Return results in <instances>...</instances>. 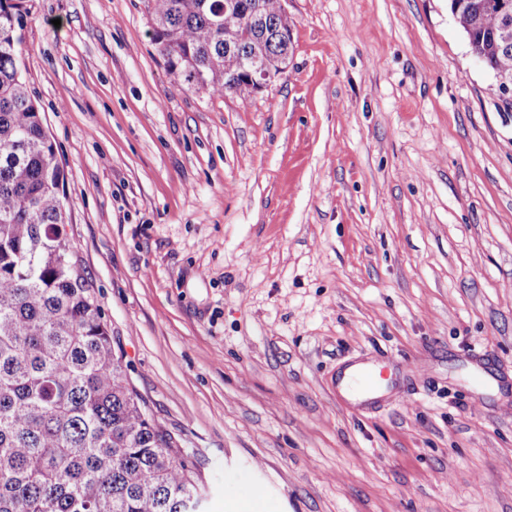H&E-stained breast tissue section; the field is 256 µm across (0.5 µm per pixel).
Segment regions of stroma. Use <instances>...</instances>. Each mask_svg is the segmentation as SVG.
<instances>
[{"label":"stroma","instance_id":"obj_1","mask_svg":"<svg viewBox=\"0 0 512 512\" xmlns=\"http://www.w3.org/2000/svg\"><path fill=\"white\" fill-rule=\"evenodd\" d=\"M25 6L77 268L205 512H512V104L449 0H288L245 96L184 90L144 0ZM358 375L354 379V387L360 392L368 393L377 390L380 387V374L377 367L372 364H359Z\"/></svg>","mask_w":512,"mask_h":512}]
</instances>
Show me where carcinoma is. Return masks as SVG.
Here are the masks:
<instances>
[{"label":"carcinoma","mask_w":512,"mask_h":512,"mask_svg":"<svg viewBox=\"0 0 512 512\" xmlns=\"http://www.w3.org/2000/svg\"><path fill=\"white\" fill-rule=\"evenodd\" d=\"M146 0L150 37L188 91L233 83L236 48L288 58L279 0ZM498 0H450L494 75H512ZM24 0H0V512H191L201 487L174 437L146 412L78 274L65 229L67 173L17 59Z\"/></svg>","instance_id":"1"}]
</instances>
